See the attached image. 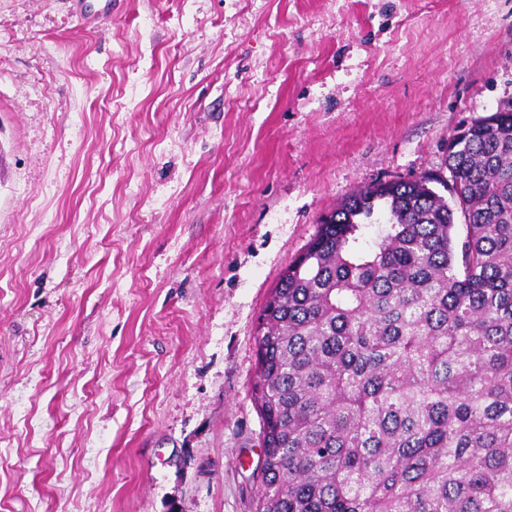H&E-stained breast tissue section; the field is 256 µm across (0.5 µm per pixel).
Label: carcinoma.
Masks as SVG:
<instances>
[{
    "label": "carcinoma",
    "instance_id": "carcinoma-1",
    "mask_svg": "<svg viewBox=\"0 0 512 512\" xmlns=\"http://www.w3.org/2000/svg\"><path fill=\"white\" fill-rule=\"evenodd\" d=\"M451 139L452 178L348 195L263 308L256 512H512V102Z\"/></svg>",
    "mask_w": 512,
    "mask_h": 512
}]
</instances>
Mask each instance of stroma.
<instances>
[{
    "label": "stroma",
    "mask_w": 512,
    "mask_h": 512,
    "mask_svg": "<svg viewBox=\"0 0 512 512\" xmlns=\"http://www.w3.org/2000/svg\"><path fill=\"white\" fill-rule=\"evenodd\" d=\"M80 6L0 0V512H254L271 290L512 100V0Z\"/></svg>",
    "instance_id": "35a3bbf8"
}]
</instances>
